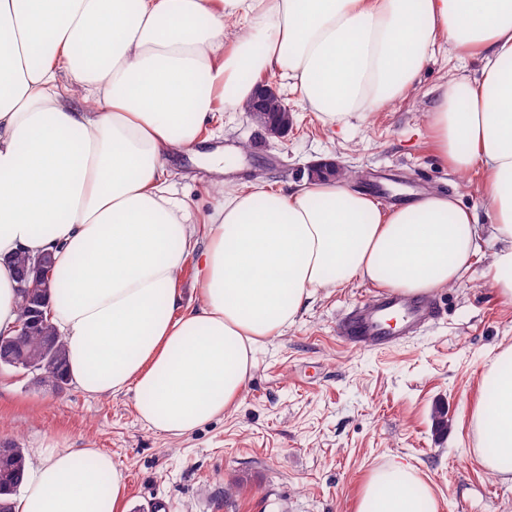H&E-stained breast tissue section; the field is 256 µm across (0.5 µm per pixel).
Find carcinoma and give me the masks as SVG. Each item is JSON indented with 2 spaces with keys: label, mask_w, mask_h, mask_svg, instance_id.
Masks as SVG:
<instances>
[{
  "label": "carcinoma",
  "mask_w": 512,
  "mask_h": 512,
  "mask_svg": "<svg viewBox=\"0 0 512 512\" xmlns=\"http://www.w3.org/2000/svg\"><path fill=\"white\" fill-rule=\"evenodd\" d=\"M11 353L19 362L18 368L37 376L38 382L55 386L69 384L65 344L48 318L32 323ZM25 473L26 457L22 449L9 448L0 454V512H14L13 497Z\"/></svg>",
  "instance_id": "obj_1"
}]
</instances>
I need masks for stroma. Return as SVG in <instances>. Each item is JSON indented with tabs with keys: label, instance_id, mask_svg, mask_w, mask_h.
Returning <instances> with one entry per match:
<instances>
[{
	"label": "stroma",
	"instance_id": "1",
	"mask_svg": "<svg viewBox=\"0 0 512 512\" xmlns=\"http://www.w3.org/2000/svg\"><path fill=\"white\" fill-rule=\"evenodd\" d=\"M480 70V62H460L436 45L413 93L345 136L299 106L298 93L276 78L279 94L298 106L288 135L269 136L247 112H228L199 146L240 152L239 167L225 175L240 186L287 189L306 181L310 165L332 158L385 208L430 191L456 195L475 212L481 245L467 278L435 292L440 318L393 348L359 346L342 336L341 324L380 285L357 278L330 289L282 335L257 345L237 403L180 437L143 424L132 395L92 397L72 384L58 391L2 367L0 448L55 445L111 455L127 512H355L370 472L390 463L418 471L437 512H512V486L468 454L482 366L512 343V302L486 278L494 245L482 169L461 175L443 166L426 124L440 82L474 81ZM171 163L173 195L197 216L210 213L214 173L186 152ZM438 408L447 420L440 432Z\"/></svg>",
	"mask_w": 512,
	"mask_h": 512
}]
</instances>
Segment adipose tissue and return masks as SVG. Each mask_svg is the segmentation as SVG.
Listing matches in <instances>:
<instances>
[{
    "mask_svg": "<svg viewBox=\"0 0 512 512\" xmlns=\"http://www.w3.org/2000/svg\"><path fill=\"white\" fill-rule=\"evenodd\" d=\"M0 34V332L18 318L12 258L53 252L49 319L72 382L134 393L149 428L179 436L223 415L254 345L323 292L361 278L428 295L459 284L478 250L456 196L384 209L340 178L288 191L215 181L222 203L198 240L170 160L245 108L262 76L344 131L413 92L437 42L482 62L475 82L444 79L427 128L450 170L483 167L488 276L512 301V0H0ZM481 381L471 455L512 483V343ZM30 455L15 512H126L110 455ZM356 512H435L433 493L394 463L369 474Z\"/></svg>",
    "mask_w": 512,
    "mask_h": 512,
    "instance_id": "1",
    "label": "adipose tissue"
}]
</instances>
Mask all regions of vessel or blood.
Here are the masks:
<instances>
[{
  "label": "vessel or blood",
  "mask_w": 512,
  "mask_h": 512,
  "mask_svg": "<svg viewBox=\"0 0 512 512\" xmlns=\"http://www.w3.org/2000/svg\"><path fill=\"white\" fill-rule=\"evenodd\" d=\"M438 313L439 305L431 298L412 299L384 292L346 316L342 332L356 342L388 347L433 321Z\"/></svg>",
  "instance_id": "1"
}]
</instances>
